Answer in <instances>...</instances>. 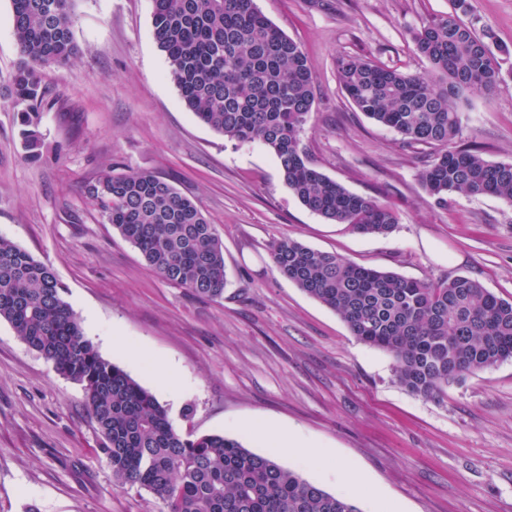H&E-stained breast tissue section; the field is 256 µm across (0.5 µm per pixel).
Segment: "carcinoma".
<instances>
[{
    "mask_svg": "<svg viewBox=\"0 0 512 512\" xmlns=\"http://www.w3.org/2000/svg\"><path fill=\"white\" fill-rule=\"evenodd\" d=\"M77 0H12L19 60L7 77L27 159L41 158V113L52 106L42 70L79 54L72 26ZM154 37L184 106L224 138L260 142L303 206L360 234L390 233L398 214L355 194L309 160L301 133L316 99L312 66L300 45L253 0H155ZM493 34L453 0L443 16L412 31L424 73L408 74L364 58L336 57L340 87L375 123L409 146L435 149L419 173L439 207L454 195L493 196L512 204V162H493L464 142L457 102L492 93L501 81ZM86 195L103 222L138 249L163 279L199 297L220 299L224 248L215 225L166 178L99 174ZM274 268L341 317L361 343L393 359L409 393L439 398L448 386L512 360V300L468 276L435 281L358 265L291 236L271 242ZM0 320L83 387L101 435L100 452L120 485H139L164 512H361L270 457L220 434L178 433L167 409L124 369L103 358L63 298L53 268L0 236Z\"/></svg>",
    "mask_w": 512,
    "mask_h": 512,
    "instance_id": "obj_1",
    "label": "carcinoma"
}]
</instances>
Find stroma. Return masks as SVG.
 Masks as SVG:
<instances>
[{"label":"stroma","mask_w":512,"mask_h":512,"mask_svg":"<svg viewBox=\"0 0 512 512\" xmlns=\"http://www.w3.org/2000/svg\"><path fill=\"white\" fill-rule=\"evenodd\" d=\"M497 43L512 47V0H469ZM312 63L317 97L302 141L311 162L399 216L362 236L308 211L273 153L224 139L181 101L153 36L154 0H78L80 54L43 72V155L26 159L0 91V236L49 264L99 353L165 406L181 434H225L341 496L329 468L364 475L361 512H512V360L448 388L443 401L405 391L393 361L359 342L331 309L272 265L269 245L306 246L412 278L464 275L512 299V205L453 196L434 205L419 182L427 151L357 110L335 58L357 55L426 71L411 30L451 0H255ZM466 136L512 162V59L491 95L462 103ZM151 172L215 224L228 284L213 301L166 281L85 194L101 171ZM122 337L125 352L112 348ZM140 353L135 362L131 353ZM178 371L170 393L155 374ZM292 430L308 451L270 448L250 432ZM84 390L0 321V512H161L147 490L117 484L99 454Z\"/></svg>","instance_id":"obj_1"}]
</instances>
